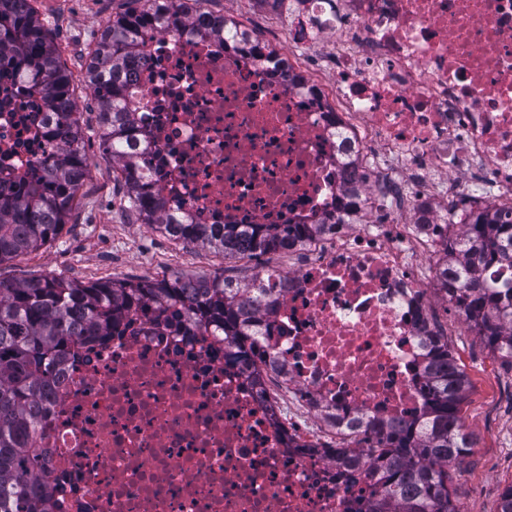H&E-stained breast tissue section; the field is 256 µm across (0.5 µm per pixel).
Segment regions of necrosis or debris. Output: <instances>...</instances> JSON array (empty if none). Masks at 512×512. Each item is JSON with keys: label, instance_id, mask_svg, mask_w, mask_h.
Masks as SVG:
<instances>
[{"label": "necrosis or debris", "instance_id": "obj_1", "mask_svg": "<svg viewBox=\"0 0 512 512\" xmlns=\"http://www.w3.org/2000/svg\"><path fill=\"white\" fill-rule=\"evenodd\" d=\"M253 5L289 79L265 42L153 35L126 86L131 147L171 215L338 226L259 273L262 359L177 307L71 347L38 421L55 512H367L379 485L323 451L426 409L437 203L512 206V0ZM50 120L0 72V169L41 176Z\"/></svg>", "mask_w": 512, "mask_h": 512}]
</instances>
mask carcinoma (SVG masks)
Here are the masks:
<instances>
[{"label": "carcinoma", "instance_id": "obj_1", "mask_svg": "<svg viewBox=\"0 0 512 512\" xmlns=\"http://www.w3.org/2000/svg\"><path fill=\"white\" fill-rule=\"evenodd\" d=\"M142 3L113 19L101 33L87 65V78L99 103L104 151L120 167L127 187V209L144 224L187 244L226 255L240 250L266 254L297 239L324 234L328 224L173 223L167 202L147 186L142 158L128 149L131 112L127 75L143 54L149 32L165 33L191 24V7L179 0ZM208 31L237 41L240 25L218 16ZM30 80L24 90L43 94L55 115L47 135L60 139L47 160L46 175L33 189L24 177L0 179V264L31 254L62 232L84 177L88 158L71 96V75L39 20L32 0H0V55ZM441 290L487 347L512 364V286L487 282L471 261L512 272V209L455 208L446 224ZM270 288H244L222 277H175L169 281L79 282L64 277L0 278V512H51L54 488L44 468L46 451L36 447L37 419L59 359L80 337L106 336L113 320L133 309L180 305L236 340L249 335L252 320ZM423 371L429 395L418 422L366 429L364 446L327 448L336 464L362 462L377 478L381 494L372 512H457L452 469L473 448L472 434L459 414L468 379L438 336Z\"/></svg>", "mask_w": 512, "mask_h": 512}]
</instances>
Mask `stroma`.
Wrapping results in <instances>:
<instances>
[{"label":"stroma","mask_w":512,"mask_h":512,"mask_svg":"<svg viewBox=\"0 0 512 512\" xmlns=\"http://www.w3.org/2000/svg\"><path fill=\"white\" fill-rule=\"evenodd\" d=\"M32 5L71 73L84 150L96 166L59 237L37 252L0 264V277L137 282L146 277L145 260L149 254L165 252L177 258L174 274L197 276L219 272L243 284L250 282L269 265L272 254L261 255L251 266L242 267L235 258L197 245L178 244L136 219L127 229L126 248L113 252L112 203L117 170L106 156L100 138L98 103L85 78L87 59L76 56L75 51L94 47L99 37L94 28L97 18H114L127 11L132 2L33 0ZM433 307L445 328L443 337L449 349L470 380L460 415L473 433L475 445L453 476V498L467 512H497L504 487L512 483V364L492 353L441 293H434Z\"/></svg>","instance_id":"1"}]
</instances>
